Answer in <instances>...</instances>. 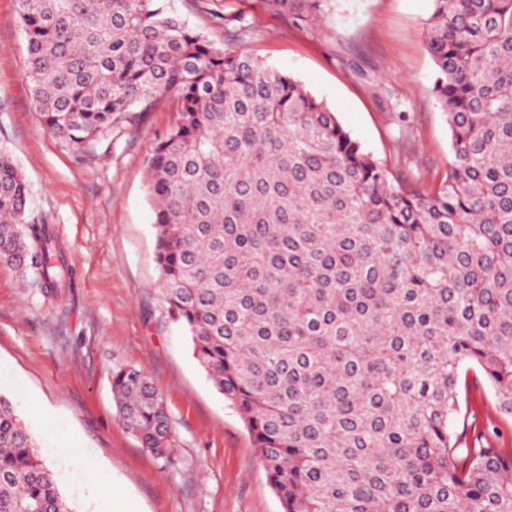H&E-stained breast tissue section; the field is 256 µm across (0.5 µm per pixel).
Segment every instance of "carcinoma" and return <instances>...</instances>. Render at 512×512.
I'll list each match as a JSON object with an SVG mask.
<instances>
[{"label": "carcinoma", "instance_id": "cac0c4a2", "mask_svg": "<svg viewBox=\"0 0 512 512\" xmlns=\"http://www.w3.org/2000/svg\"><path fill=\"white\" fill-rule=\"evenodd\" d=\"M42 122L81 143L175 92L146 164L169 321L239 413L281 512H512V449L456 445L468 370L512 417V0H433L446 179H396L293 77L193 30L169 0H18ZM0 154V261L75 274ZM143 447L169 434L139 370L112 378ZM0 512H72L0 396Z\"/></svg>", "mask_w": 512, "mask_h": 512}]
</instances>
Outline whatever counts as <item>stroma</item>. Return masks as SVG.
<instances>
[{"label":"stroma","instance_id":"1","mask_svg":"<svg viewBox=\"0 0 512 512\" xmlns=\"http://www.w3.org/2000/svg\"><path fill=\"white\" fill-rule=\"evenodd\" d=\"M219 49L297 79L396 178L435 189L451 159L422 24L432 0H322L299 20L267 0H170ZM248 36L233 40L238 26ZM17 0H0V151L24 175L28 212L51 224L76 278L61 299L21 287L0 262V395L40 445L73 512H281L237 411L165 314L146 163L177 98L80 144L47 129L23 77ZM143 372L169 423L165 456L122 423L112 376ZM466 444L512 448V420L487 387L459 390L451 423ZM96 464L104 485L87 479Z\"/></svg>","mask_w":512,"mask_h":512}]
</instances>
